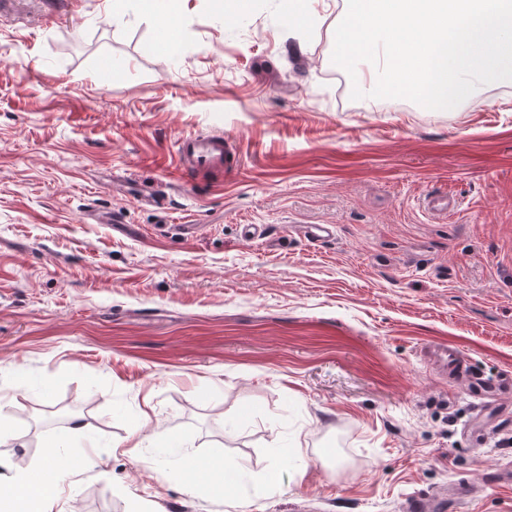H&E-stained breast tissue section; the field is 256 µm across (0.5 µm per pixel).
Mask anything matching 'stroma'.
<instances>
[{
  "instance_id": "1",
  "label": "stroma",
  "mask_w": 512,
  "mask_h": 512,
  "mask_svg": "<svg viewBox=\"0 0 512 512\" xmlns=\"http://www.w3.org/2000/svg\"><path fill=\"white\" fill-rule=\"evenodd\" d=\"M68 2L0 18V478L54 439L51 512H403L460 481L448 512H512V396L478 413L423 357L512 377V82L351 99L344 0L300 34L283 0H174L166 56L135 0ZM213 133L238 175L184 189L176 139ZM182 454L239 461L235 497Z\"/></svg>"
}]
</instances>
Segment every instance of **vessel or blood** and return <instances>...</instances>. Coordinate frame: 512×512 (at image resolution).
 <instances>
[{"label":"vessel or blood","mask_w":512,"mask_h":512,"mask_svg":"<svg viewBox=\"0 0 512 512\" xmlns=\"http://www.w3.org/2000/svg\"><path fill=\"white\" fill-rule=\"evenodd\" d=\"M175 148L181 175L211 176L220 184L232 180L238 173L239 155L229 137L184 135L177 138ZM447 366L449 380L466 385L481 410L493 409L502 395L512 393L511 380L484 378L456 348H449Z\"/></svg>","instance_id":"1"}]
</instances>
